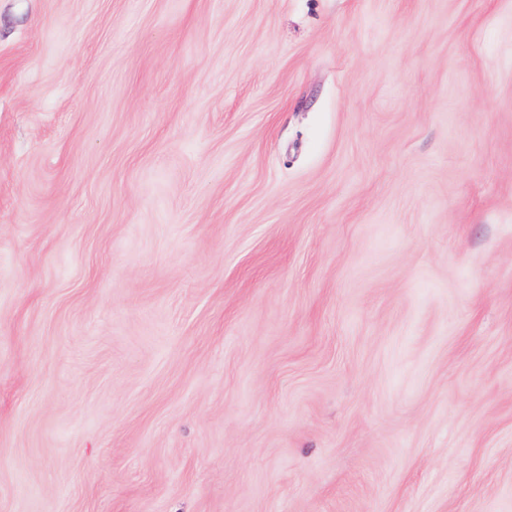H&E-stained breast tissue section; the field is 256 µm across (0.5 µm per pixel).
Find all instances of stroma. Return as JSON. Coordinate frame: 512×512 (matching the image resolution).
<instances>
[{
	"label": "stroma",
	"mask_w": 512,
	"mask_h": 512,
	"mask_svg": "<svg viewBox=\"0 0 512 512\" xmlns=\"http://www.w3.org/2000/svg\"><path fill=\"white\" fill-rule=\"evenodd\" d=\"M0 512H512V0H0Z\"/></svg>",
	"instance_id": "1"
}]
</instances>
